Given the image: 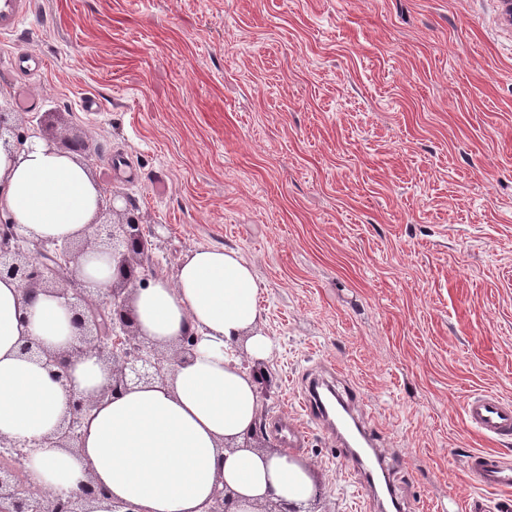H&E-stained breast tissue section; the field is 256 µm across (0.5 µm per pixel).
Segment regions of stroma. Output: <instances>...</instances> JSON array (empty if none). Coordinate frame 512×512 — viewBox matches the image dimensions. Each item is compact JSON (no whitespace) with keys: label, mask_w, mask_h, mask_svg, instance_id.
Returning a JSON list of instances; mask_svg holds the SVG:
<instances>
[{"label":"stroma","mask_w":512,"mask_h":512,"mask_svg":"<svg viewBox=\"0 0 512 512\" xmlns=\"http://www.w3.org/2000/svg\"><path fill=\"white\" fill-rule=\"evenodd\" d=\"M34 2L0 43V107L19 130L89 139L94 177L152 230L159 274L201 245L254 265L275 344L264 424L306 421L311 375L357 388L403 512H493L498 494L451 459L495 446L466 424L467 394L512 400L504 0ZM21 49L45 61L29 79ZM306 423L294 456L321 512H369L335 437Z\"/></svg>","instance_id":"stroma-1"}]
</instances>
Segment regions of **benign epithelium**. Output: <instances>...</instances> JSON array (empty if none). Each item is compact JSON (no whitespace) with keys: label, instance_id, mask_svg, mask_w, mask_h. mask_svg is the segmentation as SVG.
I'll return each mask as SVG.
<instances>
[{"label":"benign epithelium","instance_id":"benign-epithelium-1","mask_svg":"<svg viewBox=\"0 0 512 512\" xmlns=\"http://www.w3.org/2000/svg\"><path fill=\"white\" fill-rule=\"evenodd\" d=\"M39 135L48 144L69 153L90 156V144L84 137L58 141L43 128ZM29 138L31 133L21 132L14 125L12 113L0 111V145L5 150H24ZM117 199L124 201L120 210L114 206ZM117 211L124 214L118 224L107 219V214ZM92 228L89 237L56 243L52 250L39 251L34 257L19 247V241L26 239L20 233V225L0 212V278L16 281L25 300L40 291L55 293L63 299L78 330L73 344L65 351H51L28 339L21 347L22 354L42 363L64 387L71 383L72 362L88 350L94 351L111 371L110 382L95 397H73L69 414L52 435L42 440L50 447L70 451L79 447L83 422L100 401L133 385L165 380L173 363L194 354L199 340L197 332L189 328L180 336L175 349L168 352L139 335L129 301L139 270L151 266L153 242L130 200L116 193L105 197ZM90 248L112 256L113 279L108 288H97L76 276L78 259ZM30 457L26 444L0 434V512H92L91 503L103 494L102 489L87 481L66 496H51L32 482ZM234 505L235 493L224 486L216 490L206 512H234ZM257 512L316 510L309 507L303 511L269 499L258 505Z\"/></svg>","mask_w":512,"mask_h":512}]
</instances>
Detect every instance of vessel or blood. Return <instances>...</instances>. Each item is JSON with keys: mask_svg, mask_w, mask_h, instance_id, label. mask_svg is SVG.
I'll list each match as a JSON object with an SVG mask.
<instances>
[{"mask_svg": "<svg viewBox=\"0 0 512 512\" xmlns=\"http://www.w3.org/2000/svg\"><path fill=\"white\" fill-rule=\"evenodd\" d=\"M33 0H0V38L14 36L31 13ZM303 404L311 420L324 424L335 436L346 458L360 472L367 496L379 501L381 495L395 497L394 488L379 492L377 474L385 468V457L377 446L370 428L354 416L361 406L359 394L337 398L336 411H329L315 391H307ZM464 419L469 427L493 441L512 440V402L492 393L469 395L463 403ZM478 486L500 493L496 512H512V460L495 451H469L457 462Z\"/></svg>", "mask_w": 512, "mask_h": 512, "instance_id": "vessel-or-blood-1", "label": "vessel or blood"}]
</instances>
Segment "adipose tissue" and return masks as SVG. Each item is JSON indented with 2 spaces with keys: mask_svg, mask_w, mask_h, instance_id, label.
<instances>
[{
  "mask_svg": "<svg viewBox=\"0 0 512 512\" xmlns=\"http://www.w3.org/2000/svg\"><path fill=\"white\" fill-rule=\"evenodd\" d=\"M101 191L82 160L42 140L17 156L0 148V209L28 237L62 242L87 235ZM258 295L251 263L219 246L192 249L173 277H156L134 291L140 335L172 347L185 327H193L200 335L196 354L165 381L98 403L72 452L42 441L67 414L71 393L96 395L110 373L87 352L72 363L66 389L22 355L29 338L65 350L75 330L55 294L41 292L25 303L14 280L0 279V433L34 443L30 475L46 491L69 492L89 479L104 489L94 512H112L116 502L133 512H203L221 484L235 492L236 512H255L272 497L307 504L315 495L308 468L246 442L258 393L236 346L244 344L257 359L273 347L261 330ZM228 441L234 451L225 450Z\"/></svg>",
  "mask_w": 512,
  "mask_h": 512,
  "instance_id": "ef3b65f1",
  "label": "adipose tissue"
}]
</instances>
